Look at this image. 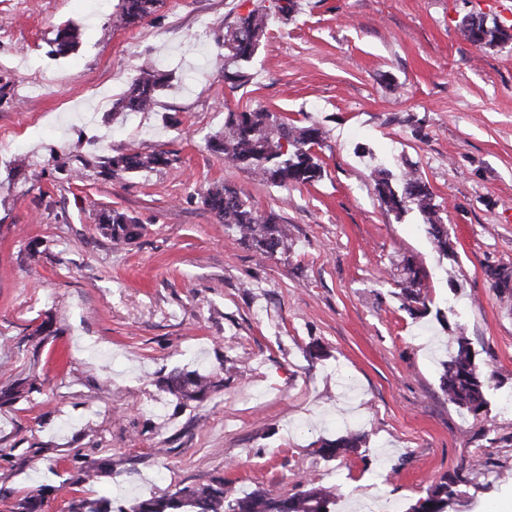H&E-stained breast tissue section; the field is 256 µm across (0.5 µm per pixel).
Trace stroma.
<instances>
[{
    "instance_id": "stroma-1",
    "label": "stroma",
    "mask_w": 512,
    "mask_h": 512,
    "mask_svg": "<svg viewBox=\"0 0 512 512\" xmlns=\"http://www.w3.org/2000/svg\"><path fill=\"white\" fill-rule=\"evenodd\" d=\"M118 0H0V512L43 489L126 504L222 478L250 492L299 483L357 500L423 496L459 476L464 512L512 497V41L479 47L462 19L512 25V0H295L238 88L224 32L239 0H163L114 28ZM71 25L75 50L53 39ZM168 74L151 111L114 113L139 70ZM319 124L323 178L277 187L210 150L228 111ZM165 150L168 166L99 175L94 163ZM26 164H19V157ZM415 172L448 226L439 255L418 210L381 206L372 171ZM237 187L288 226V252L254 255L202 205ZM142 224L118 245L100 209ZM427 274V314L398 297L401 264ZM51 322L59 333L36 335ZM466 337L488 405L472 415L440 387L449 337ZM223 385L181 407L173 369ZM361 431L345 458L323 440ZM108 458L99 478L82 460ZM482 459L483 473L468 463Z\"/></svg>"
}]
</instances>
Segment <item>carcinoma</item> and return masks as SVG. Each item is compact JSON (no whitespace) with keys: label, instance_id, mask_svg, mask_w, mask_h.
<instances>
[{"label":"carcinoma","instance_id":"cac0c4a2","mask_svg":"<svg viewBox=\"0 0 512 512\" xmlns=\"http://www.w3.org/2000/svg\"><path fill=\"white\" fill-rule=\"evenodd\" d=\"M160 0H118L110 20L114 28H127L150 17ZM270 13L262 5H254L238 16L234 26L224 34V81L233 87L245 82L244 69L257 52L267 34ZM487 45L512 40V25L495 23L487 27ZM79 33L70 27L58 29L55 52L66 54L77 45ZM163 87V77L144 69L133 80L120 99L116 112H146ZM325 132L312 123L295 126L274 112H229L224 132L211 141V148L224 154V162L245 169L262 181L280 186H306L319 182L323 166L315 148L323 145ZM170 163L168 153L156 150L143 153L136 148L112 156L101 165V173L112 177L121 173L153 170ZM374 190L381 204L397 214L414 206L423 215L427 233L435 250L448 254V225L441 223L432 193L418 177L406 174L394 180L385 168L373 171ZM203 206L222 224L224 230L246 244L262 258H274L288 251V230L277 215L262 213L242 197L232 185L213 183L202 196ZM100 233L115 243L129 242L141 234V226L117 209H102L97 214ZM399 297L404 309L411 313L426 308L424 276L410 260L404 261ZM449 359L443 363L441 389L448 401L475 415L487 405L485 384L480 366L475 361L470 343L464 336L448 337ZM162 387L186 406L203 400L219 387L210 374L196 370L174 371L161 381ZM365 435L348 432L334 440L322 442L319 452L329 458L346 457L364 443ZM459 479L443 475L431 484L426 495L408 506L405 512H448L457 504ZM336 504L335 490L304 484L292 495L273 488L239 492L224 479L206 485L179 487L160 497L142 500L129 508L115 511L112 499L80 497L69 504V512H331ZM43 491L28 494L18 504L20 512H41Z\"/></svg>","mask_w":512,"mask_h":512}]
</instances>
